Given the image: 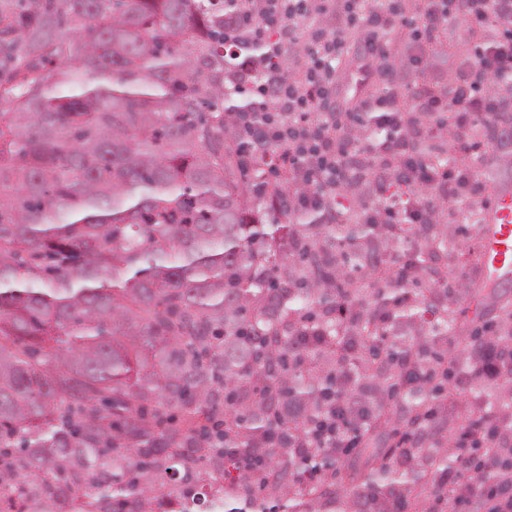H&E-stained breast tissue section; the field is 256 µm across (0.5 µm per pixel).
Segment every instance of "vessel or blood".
I'll use <instances>...</instances> for the list:
<instances>
[{"mask_svg":"<svg viewBox=\"0 0 512 512\" xmlns=\"http://www.w3.org/2000/svg\"><path fill=\"white\" fill-rule=\"evenodd\" d=\"M480 254L485 276L512 287V187L497 186L483 208Z\"/></svg>","mask_w":512,"mask_h":512,"instance_id":"1","label":"vessel or blood"}]
</instances>
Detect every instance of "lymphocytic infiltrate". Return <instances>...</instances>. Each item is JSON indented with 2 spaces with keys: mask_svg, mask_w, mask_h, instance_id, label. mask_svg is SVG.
Wrapping results in <instances>:
<instances>
[{
  "mask_svg": "<svg viewBox=\"0 0 512 512\" xmlns=\"http://www.w3.org/2000/svg\"><path fill=\"white\" fill-rule=\"evenodd\" d=\"M241 13L246 24L231 22L224 36L232 43L243 33L266 46L265 54L244 60L240 74L244 92L265 107L268 119L258 126L251 113H241L236 132L250 143L256 158H267L275 147L280 166L306 167L315 189L295 196L296 210H321L328 201L342 200L345 182L354 177L359 163L373 182L372 197H384L385 186L377 177L386 159L395 161L406 180L421 191L409 215L411 223L434 220L446 206L467 203L477 210L484 206L485 182L479 170L452 165L445 173H435L407 153L401 138L358 143L343 139L338 119L351 100L358 114L373 113L383 125L400 127L401 102L408 93L429 118L453 114L457 131L485 126L500 113L511 112L512 93L491 87L490 81L512 77V0H424L421 20L405 44L418 69L427 68L428 50L449 24H457L461 36L476 41L471 54L454 61L457 82L445 97L423 83L405 89L390 75L384 80L385 96L376 100L357 96L358 87L380 74L383 35L404 23L400 0H242ZM353 29L364 30L366 36L354 53L353 88L345 92L340 64L345 34ZM286 50L298 51L303 61L300 77L277 74L254 79V72L266 68L270 57ZM455 450L461 464L440 478L437 496L455 502L458 512H512V490L476 488L468 480L470 449L459 444Z\"/></svg>",
  "mask_w": 512,
  "mask_h": 512,
  "instance_id": "obj_1",
  "label": "lymphocytic infiltrate"
}]
</instances>
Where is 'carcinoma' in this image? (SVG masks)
I'll return each mask as SVG.
<instances>
[{"mask_svg": "<svg viewBox=\"0 0 512 512\" xmlns=\"http://www.w3.org/2000/svg\"><path fill=\"white\" fill-rule=\"evenodd\" d=\"M25 2L0 11V485L16 512H154L167 479L180 512H407L457 463L438 437L448 385L479 392L495 349L512 384V311L475 326L453 308L463 243L286 202L310 181L236 138L235 114L260 108L227 76L263 51L226 45L237 0ZM402 131L425 164L464 165L411 100ZM386 173L401 210L415 189ZM347 366L366 410L336 430L351 447L294 453ZM478 410L512 413V387ZM495 434L475 442L479 484L512 470L481 448Z\"/></svg>", "mask_w": 512, "mask_h": 512, "instance_id": "1", "label": "carcinoma"}]
</instances>
